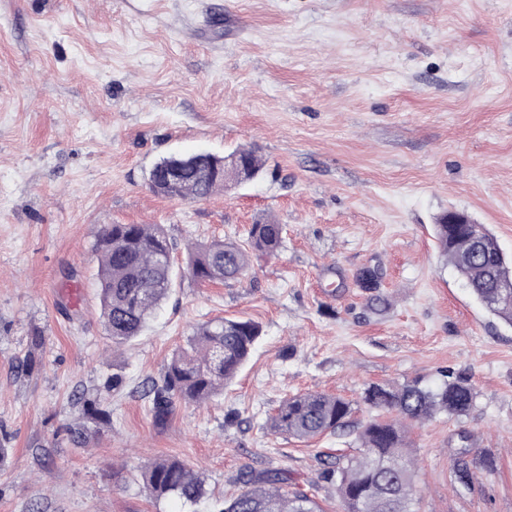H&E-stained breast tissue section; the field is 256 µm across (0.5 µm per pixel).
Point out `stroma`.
<instances>
[{"label":"stroma","instance_id":"35a3bbf8","mask_svg":"<svg viewBox=\"0 0 512 512\" xmlns=\"http://www.w3.org/2000/svg\"><path fill=\"white\" fill-rule=\"evenodd\" d=\"M140 2L0 0V512H216L247 468L317 483L339 512L317 453L352 435H278L274 410L321 392L354 402L358 424L366 386L446 372L475 405L410 425L419 512H512V328L433 233L464 211L512 256V0ZM250 147L262 171L208 199L148 187L160 158ZM265 220L283 226L278 255L236 281L184 276L188 244L244 245ZM104 224H159L177 245L170 298L119 347L100 316ZM221 317L260 326L248 362L156 425L144 383ZM78 391L103 398L109 424ZM463 447L493 459L466 487L452 478ZM158 458L202 472L205 495L153 497L140 471Z\"/></svg>","mask_w":512,"mask_h":512}]
</instances>
